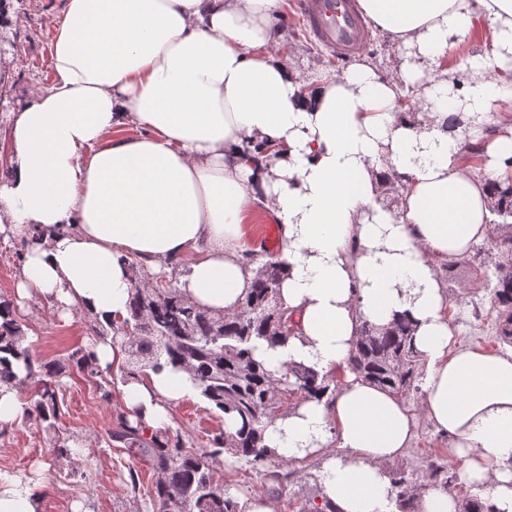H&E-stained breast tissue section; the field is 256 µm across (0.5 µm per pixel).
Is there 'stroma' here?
<instances>
[{
	"instance_id": "35a3bbf8",
	"label": "stroma",
	"mask_w": 512,
	"mask_h": 512,
	"mask_svg": "<svg viewBox=\"0 0 512 512\" xmlns=\"http://www.w3.org/2000/svg\"><path fill=\"white\" fill-rule=\"evenodd\" d=\"M65 5L66 0H0V60L10 74L9 81L0 85V126L19 102L52 84V41ZM269 50L306 82L323 73L342 74L348 67L347 62L332 60L309 38L299 20L296 0H281ZM489 50V29L479 19L471 34L449 51L447 67L460 82L459 95L467 93L473 59ZM21 237L17 229L0 233V301L15 305L36 368L61 367L60 414L51 430L31 416L0 430V470L29 476L35 468H43L50 477L44 490L46 512H152L150 496L156 474L148 463L129 454L124 442L109 437L124 412L122 376L127 366L110 365L95 375L79 369L73 356L91 346L94 318L75 309L62 313L47 298L18 299L15 283L20 268L14 244ZM433 263L448 294L453 348L503 351L491 290L480 280L474 257L451 262L437 256ZM405 401L415 415L416 427L398 465L420 488L426 482L427 457L451 462L455 455L450 438L427 421L422 395H407ZM223 427L222 414L194 391L172 407L166 430L181 438L185 451L199 453L210 448ZM60 445L74 448V455L58 458ZM322 465V458L305 459L293 477L276 483L271 479V466L221 460L215 465L214 480L226 497L239 504L270 497L276 500L278 512H312L321 500Z\"/></svg>"
}]
</instances>
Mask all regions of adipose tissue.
I'll return each instance as SVG.
<instances>
[{"label":"adipose tissue","instance_id":"1","mask_svg":"<svg viewBox=\"0 0 512 512\" xmlns=\"http://www.w3.org/2000/svg\"><path fill=\"white\" fill-rule=\"evenodd\" d=\"M280 0H68L56 27L52 85L11 113L0 224L27 230L20 297H50L121 324L129 259L156 272L183 264V295L215 316L237 312L255 267L242 240L250 207L280 232V302L295 324L284 345L259 344L277 375L301 366L320 389L264 433L288 459L324 458L335 512H392L390 463L409 447L404 400L349 371L362 323L407 317L425 363V416L453 440L461 480L488 485L512 512V350L452 351L448 295L430 260L466 258L484 238L493 180L512 172V133L465 167L448 129L489 111L512 114V0H360L405 49L399 68L367 61L304 84L268 53ZM491 55L472 64L458 100L439 64L472 31ZM428 104L397 111L402 87ZM136 129L133 137L123 136ZM399 176L393 206L381 186ZM193 386L167 368L124 388L132 422L164 428ZM45 476L0 471V512H45Z\"/></svg>","mask_w":512,"mask_h":512}]
</instances>
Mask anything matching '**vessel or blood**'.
I'll return each mask as SVG.
<instances>
[{"instance_id": "vessel-or-blood-1", "label": "vessel or blood", "mask_w": 512, "mask_h": 512, "mask_svg": "<svg viewBox=\"0 0 512 512\" xmlns=\"http://www.w3.org/2000/svg\"><path fill=\"white\" fill-rule=\"evenodd\" d=\"M305 30L333 57L360 55L371 39V26L358 0H297Z\"/></svg>"}]
</instances>
